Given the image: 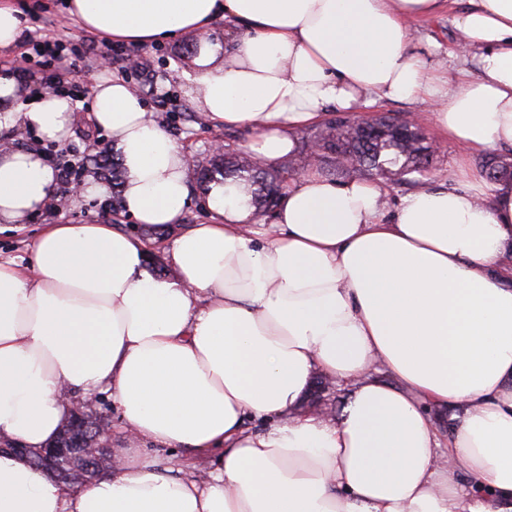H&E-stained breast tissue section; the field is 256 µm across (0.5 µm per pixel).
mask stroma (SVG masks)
I'll return each mask as SVG.
<instances>
[{
    "instance_id": "stroma-1",
    "label": "stroma",
    "mask_w": 512,
    "mask_h": 512,
    "mask_svg": "<svg viewBox=\"0 0 512 512\" xmlns=\"http://www.w3.org/2000/svg\"><path fill=\"white\" fill-rule=\"evenodd\" d=\"M24 15L27 30H35L36 20H49L57 33L69 36L75 42H82L86 34L80 24L70 17L65 8V0H11ZM468 5V0H453L450 7L435 15L413 19L414 30L412 47L427 59L433 72L456 77L461 71H474L472 57L462 56L458 51V32L454 26L455 14ZM187 38L176 37L150 46L128 45L122 47L123 56H139L147 59L145 72L123 71L122 78L145 101L147 110L175 143L194 163L190 169L191 204L184 212L183 221L187 224H205L210 220L209 212L203 206L204 186L199 178L200 169L210 167L215 153L214 140H221L224 148L243 150L254 136L253 131L224 127L215 123L200 127L189 118L195 107L186 93L182 73L191 69L192 57L186 52ZM96 56L84 54L79 60L69 81L76 96L77 120L73 133L65 141L44 140L31 129H23L21 146L43 153L46 162L54 168L63 166L70 157L83 159L85 182L97 183L102 179L101 172L86 156L96 151L105 156L115 155L117 147L108 131L90 129L85 121L90 111L93 78L98 74ZM58 196L66 197L67 206L62 211H42L32 218L23 229L14 225L0 226V258L14 260L19 266H27L30 245L44 225L86 221H109L126 227L131 219L123 210L106 206L103 198L93 196H73L66 183H59Z\"/></svg>"
}]
</instances>
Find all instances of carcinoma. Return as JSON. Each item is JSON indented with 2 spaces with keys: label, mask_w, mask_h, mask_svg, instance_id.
Listing matches in <instances>:
<instances>
[{
  "label": "carcinoma",
  "mask_w": 512,
  "mask_h": 512,
  "mask_svg": "<svg viewBox=\"0 0 512 512\" xmlns=\"http://www.w3.org/2000/svg\"><path fill=\"white\" fill-rule=\"evenodd\" d=\"M315 141L321 143L322 153L314 165L319 167L331 158L336 170L356 177L400 179L411 175L413 181L420 182L430 174L439 152V146L426 142L422 130L404 132L392 123L382 124V129L372 134L359 124L326 121ZM495 160L507 162L505 157H492L480 163V170L489 182L503 180L499 175L502 166L491 165ZM203 179L206 183L238 186L248 194L255 214L264 219L274 212L285 182L279 170L230 151L224 153V163L206 170Z\"/></svg>",
  "instance_id": "cac0c4a2"
}]
</instances>
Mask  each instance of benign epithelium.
I'll use <instances>...</instances> for the list:
<instances>
[{
  "instance_id": "benign-epithelium-1",
  "label": "benign epithelium",
  "mask_w": 512,
  "mask_h": 512,
  "mask_svg": "<svg viewBox=\"0 0 512 512\" xmlns=\"http://www.w3.org/2000/svg\"><path fill=\"white\" fill-rule=\"evenodd\" d=\"M99 406L100 402L95 397L73 404L69 426L76 437L68 448L55 443L34 457L17 442L5 443L3 447L25 457L39 472L50 471L61 480L89 484L104 467L112 468L117 464V456L112 454V449L104 448L100 443V437L109 431L110 419Z\"/></svg>"
}]
</instances>
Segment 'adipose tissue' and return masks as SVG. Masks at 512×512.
<instances>
[{
	"mask_svg": "<svg viewBox=\"0 0 512 512\" xmlns=\"http://www.w3.org/2000/svg\"><path fill=\"white\" fill-rule=\"evenodd\" d=\"M441 0H68L86 30L201 43L184 72L198 112L255 130L270 164L327 107L425 102L460 145L452 186L408 193L394 216L375 181L308 167L271 221L212 185L209 224L183 225L186 154L121 78L93 82L90 119L126 172L135 230L48 224L28 269L0 262V438L52 443L74 401L112 394L132 438L115 470L73 485L0 452V512H512V181L469 159L512 147V0H470L454 24L477 71L448 82L410 48L408 19ZM70 98L0 111L60 142ZM57 176L35 150L0 152V224L44 209ZM173 231L172 275L147 243ZM347 388L340 413L298 412L315 373ZM447 409L441 430L431 410ZM151 443L208 469L162 465Z\"/></svg>",
	"mask_w": 512,
	"mask_h": 512,
	"instance_id": "1",
	"label": "adipose tissue"
}]
</instances>
